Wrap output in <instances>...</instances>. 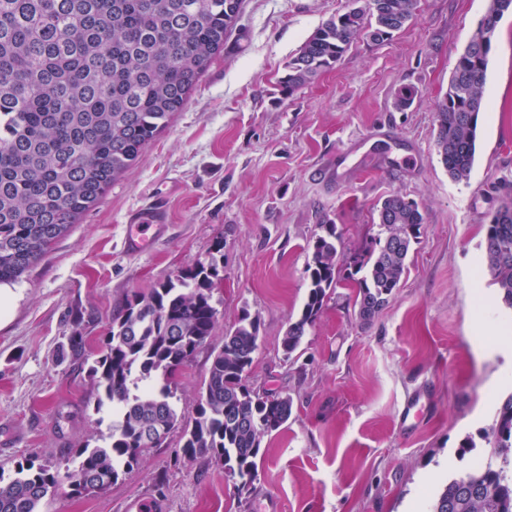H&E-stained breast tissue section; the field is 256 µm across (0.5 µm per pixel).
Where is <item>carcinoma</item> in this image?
Here are the masks:
<instances>
[{"label":"carcinoma","mask_w":512,"mask_h":512,"mask_svg":"<svg viewBox=\"0 0 512 512\" xmlns=\"http://www.w3.org/2000/svg\"><path fill=\"white\" fill-rule=\"evenodd\" d=\"M242 0H0V284L13 283L91 206L104 198L183 107L224 48ZM418 0H352L305 40L288 62L282 91L310 84L363 33L391 39L411 21ZM512 0H491L459 55L448 92L436 104L435 148L448 175L468 179L484 106L488 56ZM378 234L345 265L337 258L336 225L308 244V292L300 317L283 338L285 357L302 344L336 288H357L368 323L401 286L412 243L421 234L417 205L392 193L378 207ZM482 265L512 308V204L485 225ZM224 246L205 261L134 292L113 311L96 353L84 337L68 339L72 360L89 365L94 410L112 406L108 443L86 442L62 470L35 457L0 468V512H39L62 486L73 495L104 493L138 466L158 426L181 429V457L211 460L243 490L257 479L264 436L292 416L293 401L250 387L260 320L243 314L216 340L212 290L221 280ZM213 359L193 416L170 402L176 373L205 345ZM486 452L448 479L431 512H512V396L482 435Z\"/></svg>","instance_id":"obj_1"}]
</instances>
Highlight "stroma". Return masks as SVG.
<instances>
[{
	"label": "stroma",
	"instance_id": "35a3bbf8",
	"mask_svg": "<svg viewBox=\"0 0 512 512\" xmlns=\"http://www.w3.org/2000/svg\"><path fill=\"white\" fill-rule=\"evenodd\" d=\"M349 4L243 0L223 51L168 127L50 251L0 285V465L35 457L63 466L112 424L93 411L86 367L61 355L69 336L97 351L127 293L223 244L218 329L245 311L258 316L248 383L293 400L288 423L263 439L254 487L238 491L222 466L178 458L175 430L107 492L62 489L40 512H430L439 488L477 459L468 442L512 396V363L483 351L492 337L512 340V310L480 272L484 226L512 184V15L490 54L476 161L458 182L434 146L435 104L490 0H418L390 41L360 36L333 69L283 95L289 59ZM407 88L414 100L397 109ZM395 191L424 216L397 293L365 323L352 289L337 288L284 358L282 339L307 297L309 242L335 225L348 262ZM150 204L163 206L168 235L128 253L126 225ZM211 361L202 347L174 379L185 416ZM418 393L424 408L410 430L401 411Z\"/></svg>",
	"mask_w": 512,
	"mask_h": 512
}]
</instances>
